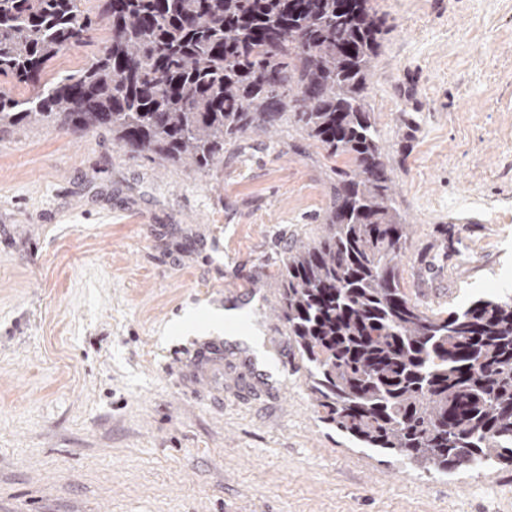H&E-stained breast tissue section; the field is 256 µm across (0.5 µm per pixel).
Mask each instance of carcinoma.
I'll return each mask as SVG.
<instances>
[{"label": "carcinoma", "mask_w": 512, "mask_h": 512, "mask_svg": "<svg viewBox=\"0 0 512 512\" xmlns=\"http://www.w3.org/2000/svg\"><path fill=\"white\" fill-rule=\"evenodd\" d=\"M368 0H0V128L54 121L176 166L294 119L344 158L319 239L283 261V317L323 422L412 469L512 465V295L429 315L400 285L410 225L366 90ZM103 46L81 68L55 58ZM86 53L87 48L84 46H78L66 50L62 56L54 62V72L63 73L77 69L85 61Z\"/></svg>", "instance_id": "cac0c4a2"}]
</instances>
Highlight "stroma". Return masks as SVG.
<instances>
[{
	"label": "stroma",
	"mask_w": 512,
	"mask_h": 512,
	"mask_svg": "<svg viewBox=\"0 0 512 512\" xmlns=\"http://www.w3.org/2000/svg\"><path fill=\"white\" fill-rule=\"evenodd\" d=\"M368 6L401 286L444 292L436 314L512 295V0ZM336 182L289 121L203 171L0 129V512H512V466L409 469L321 421L279 272Z\"/></svg>",
	"instance_id": "35a3bbf8"
}]
</instances>
